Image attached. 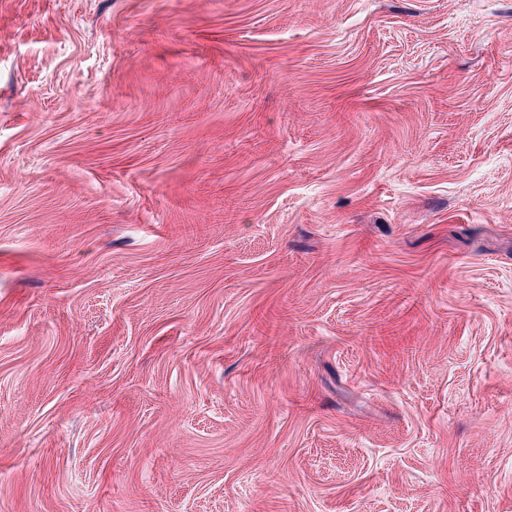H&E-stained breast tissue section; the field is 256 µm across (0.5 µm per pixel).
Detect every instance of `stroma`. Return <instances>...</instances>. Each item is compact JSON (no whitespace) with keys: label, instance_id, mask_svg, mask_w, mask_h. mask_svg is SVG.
<instances>
[{"label":"stroma","instance_id":"obj_1","mask_svg":"<svg viewBox=\"0 0 512 512\" xmlns=\"http://www.w3.org/2000/svg\"><path fill=\"white\" fill-rule=\"evenodd\" d=\"M0 512H512V0H0Z\"/></svg>","mask_w":512,"mask_h":512}]
</instances>
